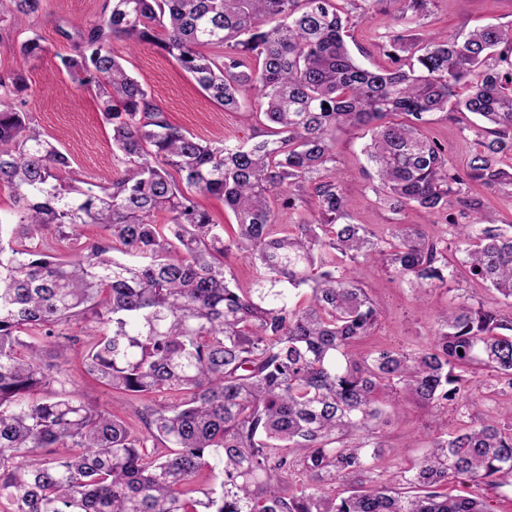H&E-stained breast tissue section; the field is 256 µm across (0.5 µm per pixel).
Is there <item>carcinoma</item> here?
I'll return each mask as SVG.
<instances>
[{
    "label": "carcinoma",
    "mask_w": 512,
    "mask_h": 512,
    "mask_svg": "<svg viewBox=\"0 0 512 512\" xmlns=\"http://www.w3.org/2000/svg\"><path fill=\"white\" fill-rule=\"evenodd\" d=\"M384 2L112 0L62 58L111 127L123 173L104 184L78 185L69 154L0 98V512H491L479 493L448 495V478L512 486V398L508 422H468L476 370L512 395V317L463 301L438 312L428 344L390 347L369 341L380 312L348 275L381 261L421 299L454 279L452 248L512 300V229L478 193L512 185V25L422 35L434 0H407L378 44L390 64L372 70L346 33ZM41 6L0 0V15ZM114 39L157 47L226 111L253 96L269 131L237 144L182 131ZM43 51L36 35L19 46L25 60ZM0 89L28 90L25 72L0 75ZM452 112L481 120L464 169L422 133ZM347 128L371 132L380 204L440 216L454 197L465 222L451 234L352 223L335 155ZM197 195L224 201L233 232ZM307 196L313 219L277 223ZM86 224L100 238L60 258ZM232 255L253 266V287L233 285ZM90 314L86 372L144 402L133 417L150 448L132 423L53 389L44 343L79 341L62 328ZM159 394L173 401L158 407ZM402 395L453 404L465 422L439 423L430 451L388 478L381 404Z\"/></svg>",
    "instance_id": "carcinoma-1"
}]
</instances>
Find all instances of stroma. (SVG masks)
Masks as SVG:
<instances>
[{
    "label": "stroma",
    "mask_w": 512,
    "mask_h": 512,
    "mask_svg": "<svg viewBox=\"0 0 512 512\" xmlns=\"http://www.w3.org/2000/svg\"><path fill=\"white\" fill-rule=\"evenodd\" d=\"M108 4V0H43L38 14L12 15L0 21V74L24 68L30 85L24 109L33 125L73 159L76 178L98 183L117 176L119 166L113 157L112 132L104 122L93 92L74 86L67 76L62 56L71 54L70 33L86 29ZM403 7L402 0H388L386 13L372 12L350 34L354 42L371 51L364 58L367 68L385 65L386 57L374 47L386 25ZM488 24H512V0H436L420 27L421 33L469 31ZM37 35L45 47L41 56L25 61L15 49L27 37ZM126 69L150 91L155 103L167 113L170 122L205 140L236 143L249 137H262L265 127L255 115L253 100L241 109L226 112L212 102L189 74L161 53L144 45L130 49L126 42L110 44ZM476 118L468 112L438 119L425 128L428 137L448 148V160L455 167L465 166L475 144L471 129ZM366 139L359 130L338 132L336 164L344 173L348 188V210L354 223L432 225V216L405 210L399 213L379 208L369 188L368 164L362 152ZM353 278L368 288L377 301L381 317L375 331L385 345L399 347L427 341L439 309L463 296L471 304L484 303L512 313V302L504 300L459 272L449 290H436L427 300H416L411 288L381 263L366 261L352 269ZM83 345L59 354L55 343H47L45 357L56 366L60 389L77 392L95 408L127 417L134 406L128 396L113 392L87 375L82 366ZM444 419L449 429L458 426L454 410H435L407 404L403 413H387L382 433L387 443L379 466L387 473L400 471L418 460L428 449L435 419Z\"/></svg>",
    "instance_id": "obj_1"
}]
</instances>
